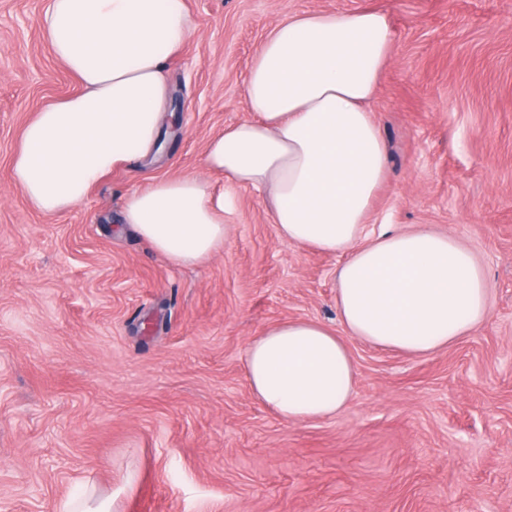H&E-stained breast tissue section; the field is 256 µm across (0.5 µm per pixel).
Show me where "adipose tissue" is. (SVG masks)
Masks as SVG:
<instances>
[{"instance_id":"obj_1","label":"adipose tissue","mask_w":512,"mask_h":512,"mask_svg":"<svg viewBox=\"0 0 512 512\" xmlns=\"http://www.w3.org/2000/svg\"><path fill=\"white\" fill-rule=\"evenodd\" d=\"M41 30L80 88L34 113L11 177L32 207L56 214L112 170L155 150L166 61L193 24L185 0H49ZM391 51L380 10L282 18L244 80L248 119L213 136L203 154L205 169L263 193L280 239L343 258L336 269L340 329L285 320L247 345L253 395L287 423L335 414L351 399L356 366L346 337L424 356L489 315L482 272L455 237L425 227L367 230L386 146L366 105ZM122 219L181 267L205 264L228 238L224 197L199 176L158 178L129 191Z\"/></svg>"}]
</instances>
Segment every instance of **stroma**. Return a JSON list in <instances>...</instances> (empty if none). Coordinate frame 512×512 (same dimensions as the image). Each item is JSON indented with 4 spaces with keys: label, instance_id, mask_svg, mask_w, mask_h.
<instances>
[{
    "label": "stroma",
    "instance_id": "35a3bbf8",
    "mask_svg": "<svg viewBox=\"0 0 512 512\" xmlns=\"http://www.w3.org/2000/svg\"><path fill=\"white\" fill-rule=\"evenodd\" d=\"M187 6L195 32L167 63L180 135L46 215L12 158L31 114L78 82L42 36L46 0H0V512H57L89 482L112 512H512V0ZM366 8L393 36L369 104L387 154L370 227L452 234L489 316L426 357L348 339L350 401L287 424L253 396L244 350L289 318L338 327L341 258L280 240L261 194L202 157L247 119L243 81L278 20ZM204 174L230 228L205 265L120 223L130 189Z\"/></svg>",
    "mask_w": 512,
    "mask_h": 512
}]
</instances>
